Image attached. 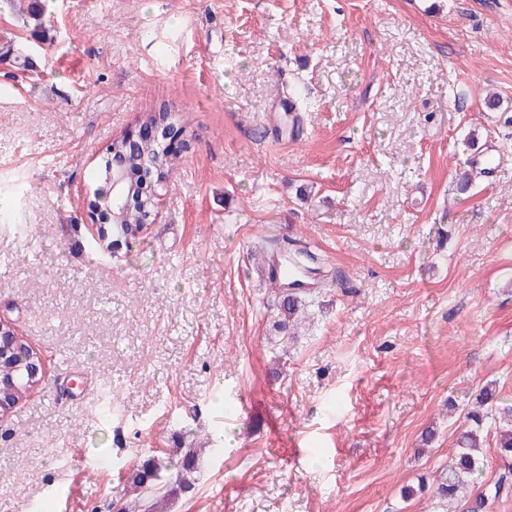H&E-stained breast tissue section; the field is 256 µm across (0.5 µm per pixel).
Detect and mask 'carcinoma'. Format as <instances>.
I'll use <instances>...</instances> for the list:
<instances>
[{"mask_svg":"<svg viewBox=\"0 0 512 512\" xmlns=\"http://www.w3.org/2000/svg\"><path fill=\"white\" fill-rule=\"evenodd\" d=\"M13 3L24 19L33 22L38 29L42 27L46 9L43 0H13ZM113 145L123 154L127 166L133 171L139 167L142 155L155 156L158 159L157 177L165 182L178 166L176 154L158 150L153 145H128L122 138L113 141ZM133 195L138 197V201L131 206L126 205L124 196L115 195L111 199L112 208L122 215V233L130 236L146 223L147 214L152 208L150 194L136 187ZM275 255L284 257L287 260L285 267L293 269L300 266L308 270L310 264L317 260V254L310 246L296 239L279 241ZM311 302L313 293L310 291L282 293L278 308V332L288 335L290 326L304 312L306 304ZM8 351V357L0 363V397L15 404L34 389L27 368L36 357V352L21 339L15 341ZM491 428L496 434L495 447L501 473L496 481L481 485L480 491L461 500V512H493L495 502L512 481V403L495 400L493 393L487 390L477 405L463 408L462 432L457 441V450L448 461L438 485L441 496L448 499L458 497L461 490L482 474L485 466L482 448L485 433ZM196 463L193 451L183 453L179 449L174 453L154 454L137 463L126 476L135 495L134 506L143 508L144 512H167L170 502L191 488V475L195 472Z\"/></svg>","mask_w":512,"mask_h":512,"instance_id":"obj_1","label":"carcinoma"}]
</instances>
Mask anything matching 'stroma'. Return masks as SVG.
Segmentation results:
<instances>
[{
    "label": "stroma",
    "mask_w": 512,
    "mask_h": 512,
    "mask_svg": "<svg viewBox=\"0 0 512 512\" xmlns=\"http://www.w3.org/2000/svg\"><path fill=\"white\" fill-rule=\"evenodd\" d=\"M44 27L0 0L39 71L0 59L25 224L0 223V316L46 364L0 415V512H122L137 454L173 448L198 465L168 512H459L437 493L458 410L512 401V0H49ZM164 103L195 138L104 254L85 190ZM286 236L324 278L293 341ZM274 242H277L280 244V246L276 247L275 254H273V264L272 266L274 268H277L278 266H275L274 263L276 262V257L284 256L285 261H288L290 259L292 262H294L296 265L305 268L307 270L315 269L310 267L309 263H315V260L318 261L317 254L310 248V246L307 243L300 242L299 240H290L288 241V238H285L283 240H274ZM293 263L285 262L284 268L288 269V267L293 268L295 270L298 269V267ZM313 292L310 291H290L282 293V299L279 301V319L277 329L283 336H288L290 326L297 321L299 315L304 312L307 303L313 302Z\"/></svg>",
    "instance_id": "stroma-1"
}]
</instances>
